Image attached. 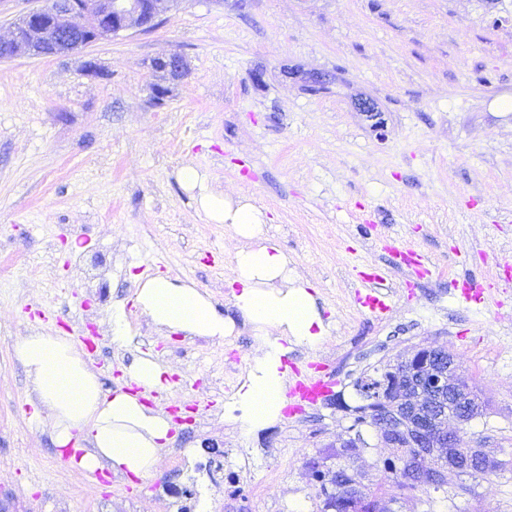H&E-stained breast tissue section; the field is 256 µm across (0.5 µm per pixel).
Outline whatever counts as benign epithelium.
Instances as JSON below:
<instances>
[{
    "instance_id": "7a95c632",
    "label": "benign epithelium",
    "mask_w": 512,
    "mask_h": 512,
    "mask_svg": "<svg viewBox=\"0 0 512 512\" xmlns=\"http://www.w3.org/2000/svg\"><path fill=\"white\" fill-rule=\"evenodd\" d=\"M178 0H50L28 11L8 36H0V59L35 54L49 45L61 55L128 30L154 28ZM163 78L181 79L187 70L178 53L153 61ZM393 377L363 392L385 397L388 412L372 428L387 448H415L417 464L402 476L423 489L444 487L452 472H494L503 460L486 449L460 450L480 400L461 393L465 377L446 350L420 347L391 364Z\"/></svg>"
}]
</instances>
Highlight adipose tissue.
<instances>
[{
  "label": "adipose tissue",
  "mask_w": 512,
  "mask_h": 512,
  "mask_svg": "<svg viewBox=\"0 0 512 512\" xmlns=\"http://www.w3.org/2000/svg\"><path fill=\"white\" fill-rule=\"evenodd\" d=\"M176 179L190 192L196 209L215 224L232 225L241 244L233 257L234 307L249 323L258 353L235 401L246 433L276 421L286 404L284 340L314 345L324 327L308 284L297 276L286 253L264 235L265 209L245 195L232 196L212 185L199 166L186 164ZM141 312L159 329L194 336H227L232 319L218 314L194 286L158 275L141 284ZM14 354L31 385L33 419H47L54 447L80 449L77 464L92 470L143 479L156 469L161 452L171 442V423L163 412L140 403L125 392H103L96 370L69 337L40 331L22 337Z\"/></svg>",
  "instance_id": "ef3b65f1"
}]
</instances>
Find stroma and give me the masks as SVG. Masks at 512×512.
<instances>
[{"instance_id": "stroma-1", "label": "stroma", "mask_w": 512, "mask_h": 512, "mask_svg": "<svg viewBox=\"0 0 512 512\" xmlns=\"http://www.w3.org/2000/svg\"><path fill=\"white\" fill-rule=\"evenodd\" d=\"M188 71L154 101L153 59ZM371 100L375 113L359 111ZM266 209L264 233L313 285L325 334L291 356L336 373L329 397L254 434L232 423L255 338L232 304L235 233L199 214L182 164ZM375 211L376 232L360 214ZM440 275L387 266V237ZM512 260V0H182L148 32L59 56L0 60V507L5 512H179L164 485L202 479L210 512H319L305 463L352 423L354 381L421 346L447 349L488 402L472 445L512 449V287L485 307L448 292L461 261L491 282ZM384 266L382 319L353 303L357 269ZM191 283L235 322L226 337L159 335L135 303L142 280ZM123 307L130 342L112 341ZM96 333L103 391L149 358L169 370L163 409L197 406L145 479L106 483L58 458L32 419L16 340ZM187 461L175 469V455ZM395 512H512V471L477 496L401 499Z\"/></svg>"}]
</instances>
